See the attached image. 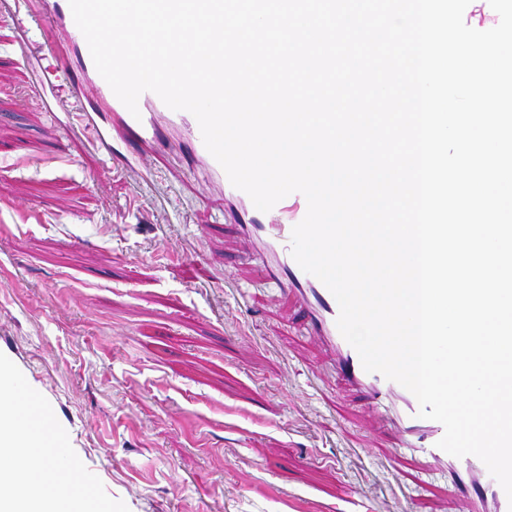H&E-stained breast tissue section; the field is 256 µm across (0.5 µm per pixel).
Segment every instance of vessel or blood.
I'll return each instance as SVG.
<instances>
[{
    "label": "vessel or blood",
    "instance_id": "obj_1",
    "mask_svg": "<svg viewBox=\"0 0 512 512\" xmlns=\"http://www.w3.org/2000/svg\"><path fill=\"white\" fill-rule=\"evenodd\" d=\"M38 2L37 13L19 16L23 38L32 41L37 31L46 28L55 38L41 47L46 63L40 66L29 94L45 106L59 126H74L88 134L93 149L110 162L102 169V176L110 177L115 164L133 166V159L124 153L133 141L150 150L165 144L185 152L189 164L211 186L226 190L243 205L249 221L240 230L250 244L248 260L257 263L263 279L275 283L305 310L304 330L332 357L340 380L363 390L372 404L382 407L404 446L413 449L428 470L447 477L461 489L465 512H512V502L478 458H457L438 448L444 427L419 417V404L412 393L382 374L364 370L358 353L337 327V300L292 256V229L307 213L305 197L293 193L270 211L256 209L245 192L231 185L224 169L208 152L191 113L171 110L156 94L146 92L138 100V114H131L97 72L68 0ZM61 82L67 87L69 102L65 105L56 98Z\"/></svg>",
    "mask_w": 512,
    "mask_h": 512
}]
</instances>
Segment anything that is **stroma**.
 I'll use <instances>...</instances> for the list:
<instances>
[{"label": "stroma", "instance_id": "stroma-1", "mask_svg": "<svg viewBox=\"0 0 512 512\" xmlns=\"http://www.w3.org/2000/svg\"><path fill=\"white\" fill-rule=\"evenodd\" d=\"M0 0V352L129 512H459L297 307L257 282L241 208L177 158L137 187L26 94Z\"/></svg>", "mask_w": 512, "mask_h": 512}]
</instances>
